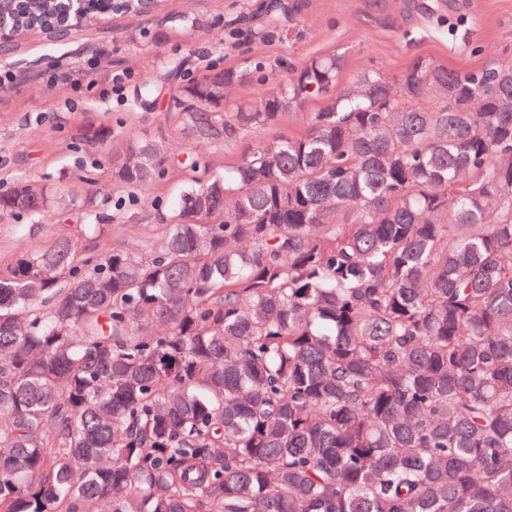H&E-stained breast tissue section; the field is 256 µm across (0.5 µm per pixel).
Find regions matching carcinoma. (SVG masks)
Listing matches in <instances>:
<instances>
[{
    "mask_svg": "<svg viewBox=\"0 0 512 512\" xmlns=\"http://www.w3.org/2000/svg\"><path fill=\"white\" fill-rule=\"evenodd\" d=\"M186 89L208 142L325 97ZM455 90L437 110L419 101ZM512 63L375 67L175 203L158 252L69 239L0 272V512H512ZM146 141L112 158L149 184ZM51 201L25 181L0 212Z\"/></svg>",
    "mask_w": 512,
    "mask_h": 512,
    "instance_id": "1",
    "label": "carcinoma"
}]
</instances>
